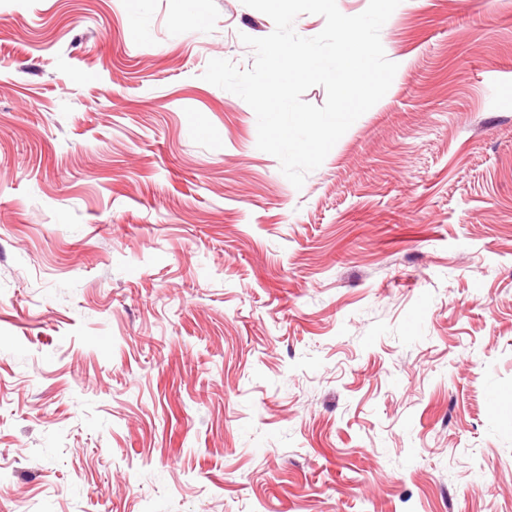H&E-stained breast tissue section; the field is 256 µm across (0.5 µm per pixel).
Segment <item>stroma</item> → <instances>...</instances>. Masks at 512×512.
Wrapping results in <instances>:
<instances>
[{
    "instance_id": "35a3bbf8",
    "label": "stroma",
    "mask_w": 512,
    "mask_h": 512,
    "mask_svg": "<svg viewBox=\"0 0 512 512\" xmlns=\"http://www.w3.org/2000/svg\"><path fill=\"white\" fill-rule=\"evenodd\" d=\"M241 0H0V512H512V0H402L295 188Z\"/></svg>"
}]
</instances>
